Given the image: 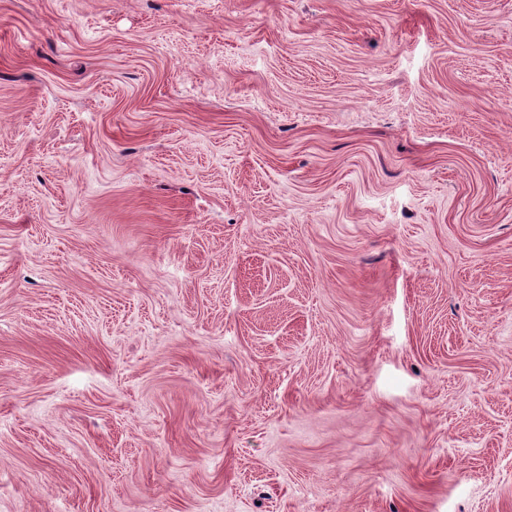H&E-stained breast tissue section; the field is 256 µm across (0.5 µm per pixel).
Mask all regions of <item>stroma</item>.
Listing matches in <instances>:
<instances>
[{"mask_svg":"<svg viewBox=\"0 0 512 512\" xmlns=\"http://www.w3.org/2000/svg\"><path fill=\"white\" fill-rule=\"evenodd\" d=\"M0 512H512V0H0Z\"/></svg>","mask_w":512,"mask_h":512,"instance_id":"obj_1","label":"stroma"}]
</instances>
